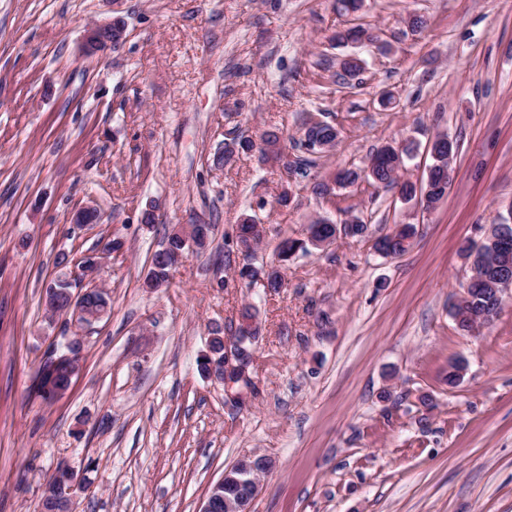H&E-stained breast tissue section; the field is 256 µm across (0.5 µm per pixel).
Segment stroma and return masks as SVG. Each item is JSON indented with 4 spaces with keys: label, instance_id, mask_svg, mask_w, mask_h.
<instances>
[{
    "label": "stroma",
    "instance_id": "stroma-1",
    "mask_svg": "<svg viewBox=\"0 0 512 512\" xmlns=\"http://www.w3.org/2000/svg\"><path fill=\"white\" fill-rule=\"evenodd\" d=\"M116 16L125 40L82 55L85 25ZM352 22L369 40L336 43ZM351 54L364 69L347 83L336 63ZM312 117L336 144L286 170L266 139L296 158ZM442 133L457 151L434 209L364 178L378 148L411 142L402 176L424 180ZM239 136L252 150L216 164ZM341 169L361 177L335 186ZM86 205L101 222L71 223ZM511 212L512 0H366L353 17L338 0H0V512H40L62 460L87 479L75 512H200L254 452L275 467L251 512H512V296L476 333L451 311L471 275L461 244ZM245 216L263 226L249 253ZM355 217L365 236L279 260L312 221ZM188 224L212 225L207 246L145 288L152 254ZM400 224L416 228L409 249L382 256ZM115 238L80 282L108 292V311L70 390L45 401L37 368L72 333L45 287ZM245 267L278 269L279 293L239 279ZM247 306L236 403L197 360Z\"/></svg>",
    "mask_w": 512,
    "mask_h": 512
}]
</instances>
